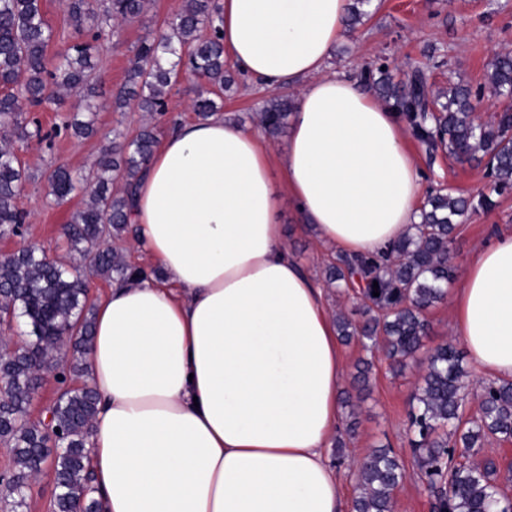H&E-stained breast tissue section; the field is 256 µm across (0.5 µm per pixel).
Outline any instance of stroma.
<instances>
[{
  "label": "stroma",
  "mask_w": 512,
  "mask_h": 512,
  "mask_svg": "<svg viewBox=\"0 0 512 512\" xmlns=\"http://www.w3.org/2000/svg\"><path fill=\"white\" fill-rule=\"evenodd\" d=\"M181 5L182 0H148L140 21L108 28L94 71L100 92L94 136L78 138L66 128L74 113L82 109L77 95L65 96L61 105L50 104L40 110L42 128L51 140L15 145L26 175L17 205L27 218L23 233L0 236V251L11 254L32 241L58 261L74 265V255L68 250L61 227L83 207L86 197L77 194L57 200L50 193L47 175L56 166L64 165L86 181H93V164L99 154L113 142L131 139L139 130L145 115L133 104L113 110L112 95L125 80L138 41L162 26ZM508 49L512 50V0H377L371 18L346 30L328 65L337 74L359 78L366 69L385 61L398 76L422 70L427 88L433 92L452 82L468 85L473 91L482 92L484 110L480 117L487 121L502 102L485 90L486 65ZM202 87L195 77L181 76L169 94L168 117L157 125L158 136H165L172 123L195 120L192 101ZM269 97V91L242 74L233 73L231 86L224 93L223 113L243 126L256 128L253 116ZM407 145L422 172L424 190L444 185L448 190L474 197L493 194L483 165L461 164L442 153L431 161L415 140H408ZM493 196L491 208L471 211L456 231L451 252L458 273H465L468 260L493 233L512 230V189ZM280 229L288 249L303 267L317 279H324L332 252L318 244L314 232L296 225L293 206L285 198L280 201ZM340 350L345 363L341 388L350 392L351 399L340 406L339 425L354 426L355 431L346 437L344 452L331 446L326 455L331 461L338 457L343 460L335 473L344 488L345 506H352L356 493L357 461L385 445L403 458L406 467V477L394 495L393 512H430L428 493L405 437L419 364L408 363L397 374L381 354L368 353L359 342L341 345ZM367 356L374 363L369 386L358 391L352 387L355 365ZM54 492L52 474L43 472L31 482L23 504H16L12 497L0 492V512H51Z\"/></svg>",
  "instance_id": "stroma-1"
}]
</instances>
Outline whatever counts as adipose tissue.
I'll use <instances>...</instances> for the list:
<instances>
[{
    "label": "adipose tissue",
    "instance_id": "1",
    "mask_svg": "<svg viewBox=\"0 0 512 512\" xmlns=\"http://www.w3.org/2000/svg\"><path fill=\"white\" fill-rule=\"evenodd\" d=\"M348 0H220L224 53L264 88L300 93L284 149L216 113L177 123L136 187L133 242L158 268L95 303L89 462L101 512H342L324 450L343 379L321 285L280 234L357 254L419 221L423 176L397 112L325 72ZM453 332L512 378V232L469 261Z\"/></svg>",
    "mask_w": 512,
    "mask_h": 512
}]
</instances>
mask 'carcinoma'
Wrapping results in <instances>:
<instances>
[{
	"label": "carcinoma",
	"instance_id": "obj_1",
	"mask_svg": "<svg viewBox=\"0 0 512 512\" xmlns=\"http://www.w3.org/2000/svg\"><path fill=\"white\" fill-rule=\"evenodd\" d=\"M146 2L111 0L106 20L120 24L138 20ZM63 5L73 25L87 32V37L58 54L49 67L54 33L44 19L42 0H0L1 235L17 233L24 223V213L16 205L24 175L13 142L43 140L38 121L25 122L22 114L60 102V90L79 93L85 111L96 109L92 50L105 36L104 29L91 0H63ZM221 24L214 0H185L165 26L137 46L126 83L112 95L113 106L122 109L134 100L138 109L157 121L168 112L169 90L181 73L188 72L208 85L194 100V111L201 118L214 114L215 98L224 93ZM364 78L406 121L430 159L442 152L469 161L480 152L487 158L493 190L512 189V105L483 122L477 115L478 96L467 86L452 85L431 96L422 72L403 79L379 66L367 69ZM487 83L492 94L512 100L511 52L499 53L488 63ZM292 109L291 99L274 96L256 113L258 125L275 137ZM156 144L155 126L147 123L129 142L101 152L94 163L97 176L89 202L64 225L70 249L105 279L148 277L143 268L125 261L109 241L133 235V187ZM114 172L123 181L115 191L109 187ZM47 181L58 199L73 193L79 183L64 166L52 170ZM476 204L488 208L492 200L482 194ZM476 204L461 194L432 191L420 209L419 223L398 241L375 253H338L330 259L328 285L340 295L353 296L360 314L358 320L336 314L337 335L345 342L355 338L364 348L381 351L397 370L415 360L429 333L424 312L446 299L455 278L449 251L453 233ZM375 291L379 296H373ZM0 301L5 311L13 310L26 319L33 336L24 349L0 361V437L12 442L15 463L5 490L21 503L28 482L49 468L56 485L53 512H99L87 448L97 410L95 392L88 385L68 387L47 409L50 423L28 418L40 375L55 366L51 352L62 337L73 343L70 371H82L80 361L93 332L86 285L63 263L21 250L0 262ZM468 387L462 355L453 345L445 343L428 351L406 429L419 478L428 491L432 512H509L512 498L498 482L495 463L490 459L478 463L475 456L491 439L512 442V380L481 383L477 416L465 421ZM404 479L400 456L390 448L372 450L357 464L354 512H392L394 491Z\"/></svg>",
	"mask_w": 512,
	"mask_h": 512
}]
</instances>
